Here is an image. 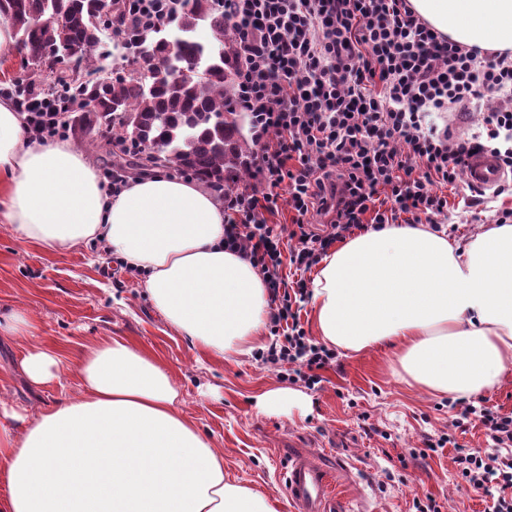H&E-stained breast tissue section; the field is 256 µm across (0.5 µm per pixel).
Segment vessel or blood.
Listing matches in <instances>:
<instances>
[{
  "label": "vessel or blood",
  "mask_w": 512,
  "mask_h": 512,
  "mask_svg": "<svg viewBox=\"0 0 512 512\" xmlns=\"http://www.w3.org/2000/svg\"><path fill=\"white\" fill-rule=\"evenodd\" d=\"M495 159L480 155L470 159L466 178L488 189L500 179ZM334 477L314 455H298L288 462L285 488L295 512H346V502L334 486Z\"/></svg>",
  "instance_id": "b4317fda"
}]
</instances>
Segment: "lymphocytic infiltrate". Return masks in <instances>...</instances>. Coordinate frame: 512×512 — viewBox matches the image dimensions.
Here are the masks:
<instances>
[{
  "label": "lymphocytic infiltrate",
  "instance_id": "1",
  "mask_svg": "<svg viewBox=\"0 0 512 512\" xmlns=\"http://www.w3.org/2000/svg\"><path fill=\"white\" fill-rule=\"evenodd\" d=\"M236 37L231 58L234 107L250 119L256 149L243 186L209 183L224 206V245L262 273L275 309L260 360L283 379L315 386L335 350L311 342L295 306L304 280L287 282L283 263L307 270L337 240L381 224H434L448 213L446 187H457L470 157L492 156L512 169V50L466 47L429 27L409 0H222ZM113 31L152 28L176 0H133ZM25 113L40 141L67 136L55 104L13 83L0 88ZM496 106L480 131L437 128V112ZM291 227L270 223L281 208ZM331 217L317 233L311 217ZM479 423L494 447L456 449L468 490L496 489L494 512H512V415L465 406L455 427Z\"/></svg>",
  "mask_w": 512,
  "mask_h": 512
}]
</instances>
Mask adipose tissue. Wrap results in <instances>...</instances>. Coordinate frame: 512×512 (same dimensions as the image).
Wrapping results in <instances>:
<instances>
[{
  "instance_id": "1",
  "label": "adipose tissue",
  "mask_w": 512,
  "mask_h": 512,
  "mask_svg": "<svg viewBox=\"0 0 512 512\" xmlns=\"http://www.w3.org/2000/svg\"><path fill=\"white\" fill-rule=\"evenodd\" d=\"M450 40L512 49V0H410ZM0 222L48 251L109 247L137 269L171 326L216 356L250 353L269 316L259 270L224 247V207L197 182L157 171L110 196L67 142L31 139L0 101ZM319 338L357 353L389 347L408 384L469 397L512 370V224L462 239L385 224L345 240L310 282ZM57 348L28 344L19 369L58 380ZM78 396L37 414L0 399V512H278L225 481L224 454L181 410L157 356L112 336L85 346Z\"/></svg>"
}]
</instances>
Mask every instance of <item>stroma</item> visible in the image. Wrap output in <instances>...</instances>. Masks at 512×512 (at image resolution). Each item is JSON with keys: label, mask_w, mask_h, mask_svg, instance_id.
<instances>
[{"label": "stroma", "mask_w": 512, "mask_h": 512, "mask_svg": "<svg viewBox=\"0 0 512 512\" xmlns=\"http://www.w3.org/2000/svg\"><path fill=\"white\" fill-rule=\"evenodd\" d=\"M443 225L458 239L512 209V196L488 200L482 212L469 208V193L448 197ZM92 248L49 253L16 239L0 223V314L20 310L32 318L31 336L0 332V372L9 378L0 396L49 408L77 390L71 373L84 345L122 336L159 357L176 377L181 408L201 434L224 451V478L274 498L279 512H294L284 490V472L298 453L320 455L345 480L350 512H416L413 502L433 497L440 512H492V497L457 485L455 447L491 452L479 424L453 428L462 400L431 396L408 385L389 364V352L374 348L338 351L315 388L295 383L304 408L291 413L260 410L264 392L282 387L276 371L253 355L203 354L150 302L140 278L100 273ZM60 347L62 377L45 387L30 384L14 367L28 342ZM452 434L455 443L420 456L426 440Z\"/></svg>", "instance_id": "obj_1"}]
</instances>
